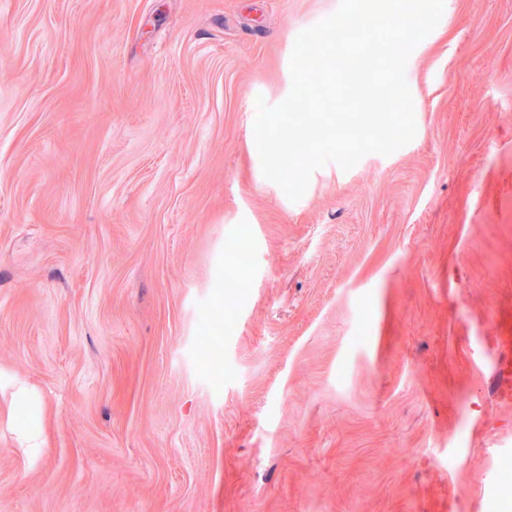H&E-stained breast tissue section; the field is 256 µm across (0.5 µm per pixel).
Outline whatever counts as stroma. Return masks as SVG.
I'll return each instance as SVG.
<instances>
[{
    "label": "stroma",
    "mask_w": 512,
    "mask_h": 512,
    "mask_svg": "<svg viewBox=\"0 0 512 512\" xmlns=\"http://www.w3.org/2000/svg\"><path fill=\"white\" fill-rule=\"evenodd\" d=\"M339 2L0 0V512H501L512 0L294 202L256 101Z\"/></svg>",
    "instance_id": "1"
}]
</instances>
